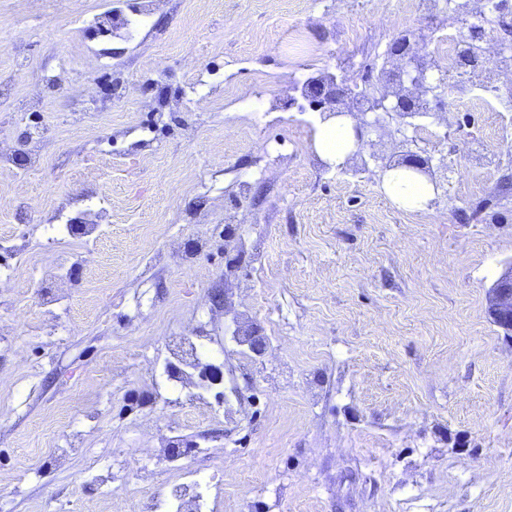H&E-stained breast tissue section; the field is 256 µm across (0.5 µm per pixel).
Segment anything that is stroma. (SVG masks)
<instances>
[{"mask_svg": "<svg viewBox=\"0 0 512 512\" xmlns=\"http://www.w3.org/2000/svg\"><path fill=\"white\" fill-rule=\"evenodd\" d=\"M0 0V512H138L209 491L214 512H512V333L489 290L512 265V52L436 115L339 171L291 79L368 85L402 29L431 57L448 0ZM298 23L310 51L285 47ZM61 81H46L47 72ZM265 80L267 122L238 94ZM445 158L428 208L382 165L403 137ZM101 202L85 236L70 219ZM268 350L244 356L235 322ZM188 399L164 370L179 337ZM222 376L199 392L206 365ZM137 18L130 19L124 15L108 14L99 19L98 23L109 34L119 33L124 37H130L134 31L146 23L147 13L138 10L136 13Z\"/></svg>", "mask_w": 512, "mask_h": 512, "instance_id": "1", "label": "stroma"}]
</instances>
